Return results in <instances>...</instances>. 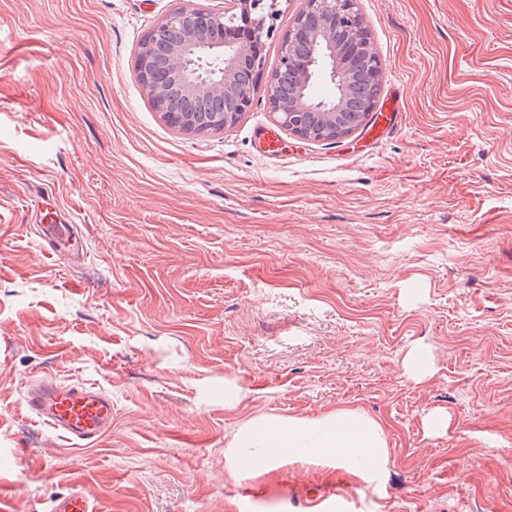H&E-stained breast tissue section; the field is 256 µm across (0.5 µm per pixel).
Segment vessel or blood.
I'll use <instances>...</instances> for the list:
<instances>
[{
  "label": "vessel or blood",
  "mask_w": 512,
  "mask_h": 512,
  "mask_svg": "<svg viewBox=\"0 0 512 512\" xmlns=\"http://www.w3.org/2000/svg\"><path fill=\"white\" fill-rule=\"evenodd\" d=\"M40 231L51 253L79 259V250L71 242L72 226L50 223L41 225ZM25 406L31 416L70 440L92 443L112 426L111 398L83 384L40 381L28 387ZM50 512H95V507L89 493L74 486L54 498Z\"/></svg>",
  "instance_id": "b4317fda"
}]
</instances>
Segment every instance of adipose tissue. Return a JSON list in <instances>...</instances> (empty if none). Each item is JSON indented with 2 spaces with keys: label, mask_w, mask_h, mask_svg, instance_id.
<instances>
[{
  "label": "adipose tissue",
  "mask_w": 512,
  "mask_h": 512,
  "mask_svg": "<svg viewBox=\"0 0 512 512\" xmlns=\"http://www.w3.org/2000/svg\"><path fill=\"white\" fill-rule=\"evenodd\" d=\"M224 456L236 473L260 475L285 460L326 462L371 483L383 474L389 448L378 421L340 408L310 419H249L236 430Z\"/></svg>",
  "instance_id": "ef3b65f1"
}]
</instances>
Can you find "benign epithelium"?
Returning <instances> with one entry per match:
<instances>
[{"mask_svg": "<svg viewBox=\"0 0 512 512\" xmlns=\"http://www.w3.org/2000/svg\"><path fill=\"white\" fill-rule=\"evenodd\" d=\"M230 7L214 12L198 4L183 5L168 16L159 26L169 35L164 64L169 76H178V90L191 97L207 99L221 104L224 128L236 124L251 106V96L238 88L239 75L247 70L259 75L265 73L266 19L276 17L272 10L266 15L253 16L264 0H228ZM316 16L310 30L314 41L321 43L324 57L321 70L350 87L351 75L338 67L346 54L369 53L359 27L353 25L352 0H304V7L297 13L299 20ZM300 32L289 29L279 44L284 48L283 66L300 85L309 84L315 70L307 64L293 68L292 42ZM138 79L157 111H166L165 102L170 89L150 80L148 59L142 57ZM270 112L293 135L309 140L311 135L304 126L305 115L313 110L324 113L326 120L336 118L344 101L316 102L311 99H278L268 95Z\"/></svg>", "mask_w": 512, "mask_h": 512, "instance_id": "benign-epithelium-1", "label": "benign epithelium"}]
</instances>
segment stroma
<instances>
[{"instance_id": "obj_1", "label": "stroma", "mask_w": 512, "mask_h": 512, "mask_svg": "<svg viewBox=\"0 0 512 512\" xmlns=\"http://www.w3.org/2000/svg\"><path fill=\"white\" fill-rule=\"evenodd\" d=\"M181 4L0 0V490L16 512L76 484L98 512H512V0H355L400 123L319 142L260 93L229 130L168 126L133 57ZM53 207L81 267L36 234ZM42 379L106 392L111 429L30 417ZM339 408L382 424L378 481L229 472L247 419ZM400 367L419 386H425L435 373V364L431 356L425 350L416 347L404 354Z\"/></svg>"}]
</instances>
